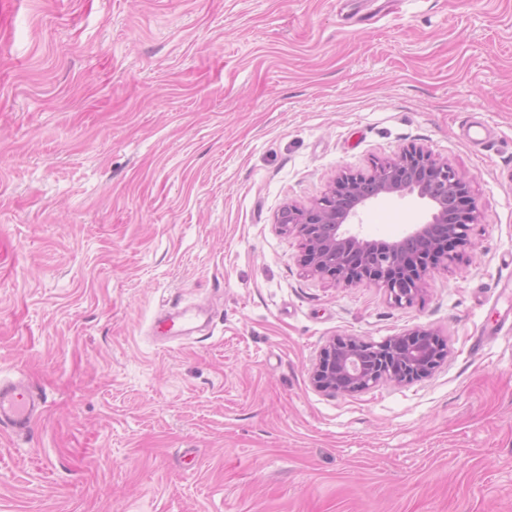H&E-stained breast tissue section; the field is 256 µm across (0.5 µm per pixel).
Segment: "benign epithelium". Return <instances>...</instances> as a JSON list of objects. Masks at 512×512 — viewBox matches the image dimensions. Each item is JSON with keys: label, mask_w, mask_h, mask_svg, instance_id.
Instances as JSON below:
<instances>
[{"label": "benign epithelium", "mask_w": 512, "mask_h": 512, "mask_svg": "<svg viewBox=\"0 0 512 512\" xmlns=\"http://www.w3.org/2000/svg\"><path fill=\"white\" fill-rule=\"evenodd\" d=\"M407 195L429 202V219L376 253L375 242L352 226L371 202ZM478 218L465 177L429 150L412 146L376 164L369 175L340 174L319 202L282 209L277 226L302 240L303 263L310 272L345 286L375 283L402 306L414 301L430 270L471 257V231ZM445 357L435 331L420 326L381 342L338 336L324 347L311 378L322 392L352 395L383 381L426 378Z\"/></svg>", "instance_id": "1"}]
</instances>
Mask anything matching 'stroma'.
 I'll use <instances>...</instances> for the list:
<instances>
[{"label": "stroma", "mask_w": 512, "mask_h": 512, "mask_svg": "<svg viewBox=\"0 0 512 512\" xmlns=\"http://www.w3.org/2000/svg\"><path fill=\"white\" fill-rule=\"evenodd\" d=\"M411 146L469 178L473 261L403 306L309 273L277 214ZM417 326L429 377L313 387ZM0 379L45 402L0 512H512V0H0Z\"/></svg>", "instance_id": "stroma-1"}]
</instances>
